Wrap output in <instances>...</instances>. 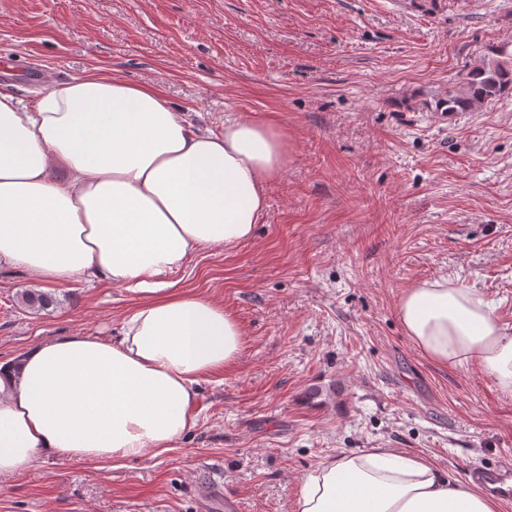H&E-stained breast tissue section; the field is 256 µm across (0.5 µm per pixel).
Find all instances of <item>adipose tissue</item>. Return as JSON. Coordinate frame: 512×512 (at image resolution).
Returning a JSON list of instances; mask_svg holds the SVG:
<instances>
[{
	"mask_svg": "<svg viewBox=\"0 0 512 512\" xmlns=\"http://www.w3.org/2000/svg\"><path fill=\"white\" fill-rule=\"evenodd\" d=\"M288 157L273 124L200 131L152 84L87 73L30 102L0 85V267L39 288L82 281L137 294L111 338L72 335L0 362V477L47 458L162 454L195 423L202 381L238 361L244 333L169 275L204 248L249 241ZM403 329L443 369L478 367L512 399V328L474 289H406ZM504 499L390 448L340 453L296 512H502Z\"/></svg>",
	"mask_w": 512,
	"mask_h": 512,
	"instance_id": "adipose-tissue-1",
	"label": "adipose tissue"
}]
</instances>
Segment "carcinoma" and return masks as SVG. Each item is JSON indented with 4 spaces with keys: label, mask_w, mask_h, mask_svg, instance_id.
Listing matches in <instances>:
<instances>
[{
    "label": "carcinoma",
    "mask_w": 512,
    "mask_h": 512,
    "mask_svg": "<svg viewBox=\"0 0 512 512\" xmlns=\"http://www.w3.org/2000/svg\"><path fill=\"white\" fill-rule=\"evenodd\" d=\"M491 56L472 67L463 81L448 88V92L436 102V110L454 115L472 112L484 104L512 91V54L490 50ZM21 303L37 310L53 304L51 295L24 291Z\"/></svg>",
    "instance_id": "1"
}]
</instances>
